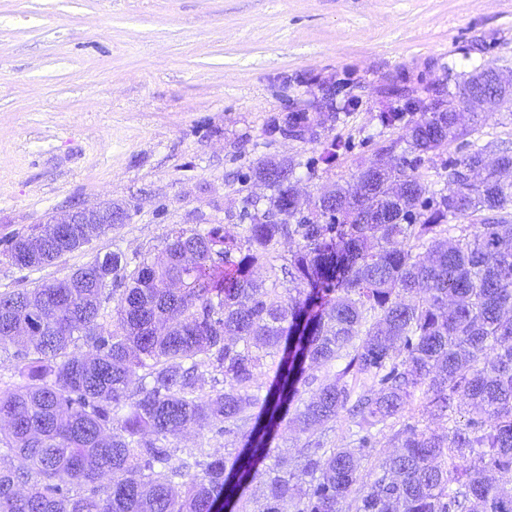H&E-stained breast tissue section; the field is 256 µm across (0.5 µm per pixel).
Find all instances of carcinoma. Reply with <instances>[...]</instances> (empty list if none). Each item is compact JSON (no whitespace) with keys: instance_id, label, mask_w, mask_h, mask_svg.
Segmentation results:
<instances>
[{"instance_id":"1","label":"carcinoma","mask_w":512,"mask_h":512,"mask_svg":"<svg viewBox=\"0 0 512 512\" xmlns=\"http://www.w3.org/2000/svg\"><path fill=\"white\" fill-rule=\"evenodd\" d=\"M483 74L467 75L443 111L421 113L410 151L438 155L460 135V109L480 107ZM406 168L380 158L327 189L334 210L305 215L295 165L267 162L255 175L273 191L269 206L253 213L245 200L241 233L174 228L161 254L132 269L108 253L63 279L0 292V349L16 348L24 379L0 393V512H214L257 476L260 512H341L353 492L358 512H512V482L484 476L512 474V151L454 162L430 200ZM486 211L498 218L448 235V219ZM36 232L39 250L17 234L0 253L42 266L83 244L77 227ZM282 239L295 249L281 291L253 269L272 265ZM268 357L278 362L262 396L255 381ZM339 360L334 379L300 401L306 364ZM417 398L422 412L465 422L446 434L404 425L371 481L354 451L316 438L291 468L265 464L268 428L288 401L314 436L343 415L385 427ZM258 404L265 431L251 423ZM191 425L240 432L244 447L230 462L203 448L179 456L167 441Z\"/></svg>"}]
</instances>
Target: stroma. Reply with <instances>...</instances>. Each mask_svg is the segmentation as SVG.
Here are the masks:
<instances>
[{
	"label": "stroma",
	"instance_id": "stroma-1",
	"mask_svg": "<svg viewBox=\"0 0 512 512\" xmlns=\"http://www.w3.org/2000/svg\"><path fill=\"white\" fill-rule=\"evenodd\" d=\"M512 82V0H0V240L74 205L127 207L126 223L38 270L0 255V292L61 279L109 252L155 257L172 228L241 231L267 198L264 161L294 160L306 199L380 155L431 189L444 161L512 149V115L462 122L415 159L397 90L444 106L464 74ZM311 123L292 136L289 113ZM239 434L197 426L177 450L223 455Z\"/></svg>",
	"mask_w": 512,
	"mask_h": 512
}]
</instances>
